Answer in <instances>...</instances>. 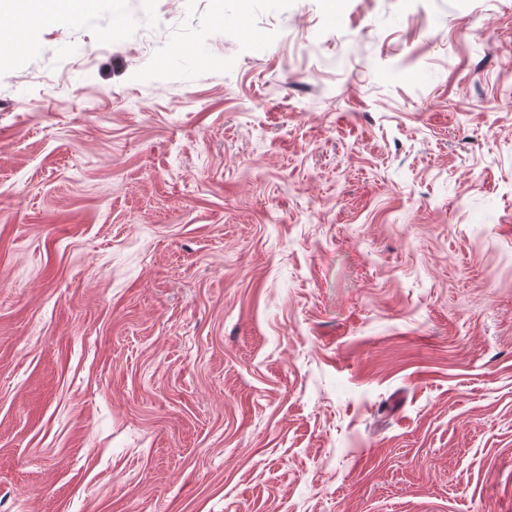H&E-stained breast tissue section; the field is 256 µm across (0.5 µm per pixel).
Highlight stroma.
Segmentation results:
<instances>
[{"label":"stroma","mask_w":512,"mask_h":512,"mask_svg":"<svg viewBox=\"0 0 512 512\" xmlns=\"http://www.w3.org/2000/svg\"><path fill=\"white\" fill-rule=\"evenodd\" d=\"M122 3L0 45V512H512V0Z\"/></svg>","instance_id":"obj_1"}]
</instances>
